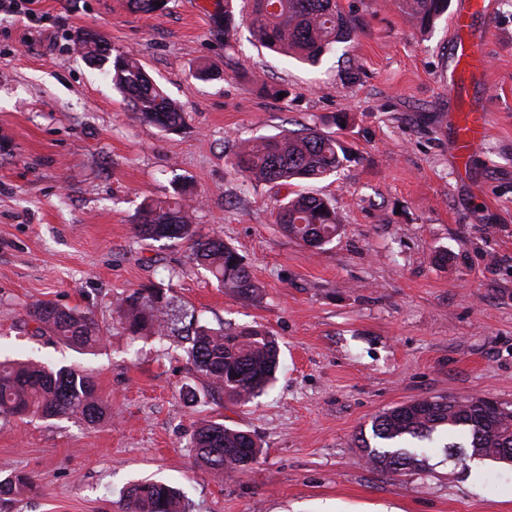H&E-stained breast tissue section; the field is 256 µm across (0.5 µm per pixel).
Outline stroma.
<instances>
[{
  "instance_id": "35a3bbf8",
  "label": "stroma",
  "mask_w": 512,
  "mask_h": 512,
  "mask_svg": "<svg viewBox=\"0 0 512 512\" xmlns=\"http://www.w3.org/2000/svg\"><path fill=\"white\" fill-rule=\"evenodd\" d=\"M216 0H169L161 14L127 0H18L0 8V359L93 377L110 420H0V479L33 488L0 512H125L144 480L181 491L189 512H512V466L448 457L439 429L421 466L374 469L358 436L422 398L490 397L512 406V0H488L485 74L448 88L450 20L423 32L396 0H338L352 34L316 64L270 51L238 27L217 33ZM98 31L133 53L183 108L166 132L130 112L107 69L74 49ZM233 68H226V56ZM217 78H196L198 68ZM487 110L489 134L466 167L452 133L462 104ZM335 133L352 152L337 176L244 183L238 146L284 129ZM187 190L198 234L234 247L261 285L251 304L216 287L187 240H143L147 197ZM312 192L341 223L308 248L274 222L283 198ZM166 285L202 323L261 326L279 345L272 387L245 405L206 387L179 338L123 332L118 299ZM90 313L104 341L86 353L34 335L33 303ZM254 434L256 463L224 478L200 470L195 422Z\"/></svg>"
}]
</instances>
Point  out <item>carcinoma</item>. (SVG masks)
I'll use <instances>...</instances> for the list:
<instances>
[{"instance_id": "carcinoma-1", "label": "carcinoma", "mask_w": 512, "mask_h": 512, "mask_svg": "<svg viewBox=\"0 0 512 512\" xmlns=\"http://www.w3.org/2000/svg\"><path fill=\"white\" fill-rule=\"evenodd\" d=\"M241 22L264 47L313 62L333 44L346 39L349 27L338 0H244ZM416 24L426 30L448 10V0H398ZM142 14L161 13L167 0H129ZM215 25L224 31L225 45L232 49L230 34L237 23L232 0L215 14ZM83 57L106 58L112 82L142 122L165 131L185 123L184 111L129 54L108 55L110 48L94 30L83 31L74 41ZM349 160L342 141L331 134L306 128L257 138L239 148L233 167L247 182L277 183L293 179L318 180L341 172ZM275 221L290 237L309 247H321L336 237L341 225L328 199L299 194L279 205ZM135 229L145 240L188 239L193 258L218 287L246 301H256L261 290L243 257L219 237H202L192 224V205L183 198L149 199L137 209ZM128 335L162 338L178 333L186 343L183 351L192 366L204 375L210 388L237 402L248 403L272 381L278 368V345L262 328H212L200 323L185 305H176L166 289L150 285L122 298L117 307ZM37 332L66 345L93 350L103 336L93 318L82 311L51 302L36 304L30 312ZM80 415L98 422L110 418L99 398L95 381L72 368L54 371L28 362L0 361V417ZM465 427L469 432L471 458L503 462L512 457V409L489 408L481 398L447 400L424 398L392 408L372 423L374 438L387 443L408 437L428 438L441 427ZM360 447L377 469L397 472L419 460L404 448L372 447L363 436ZM190 447L195 459L209 471L222 475L241 472L253 463L260 445L248 431L221 423L198 425ZM33 480L16 474L0 480V496L29 487ZM126 512H187L177 490L161 482L135 484L125 495Z\"/></svg>"}]
</instances>
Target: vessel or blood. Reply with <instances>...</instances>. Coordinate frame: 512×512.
Returning a JSON list of instances; mask_svg holds the SVG:
<instances>
[{
	"label": "vessel or blood",
	"mask_w": 512,
	"mask_h": 512,
	"mask_svg": "<svg viewBox=\"0 0 512 512\" xmlns=\"http://www.w3.org/2000/svg\"><path fill=\"white\" fill-rule=\"evenodd\" d=\"M486 0H466L462 9L455 15L453 28L462 33L463 38L452 48L453 67L448 74V83L460 88L466 87L469 80L480 74L486 60L480 51L481 37L473 30V19L487 15ZM488 131L487 113L473 108L461 114L457 125V151L461 163H468L474 153L481 148Z\"/></svg>",
	"instance_id": "obj_1"
}]
</instances>
